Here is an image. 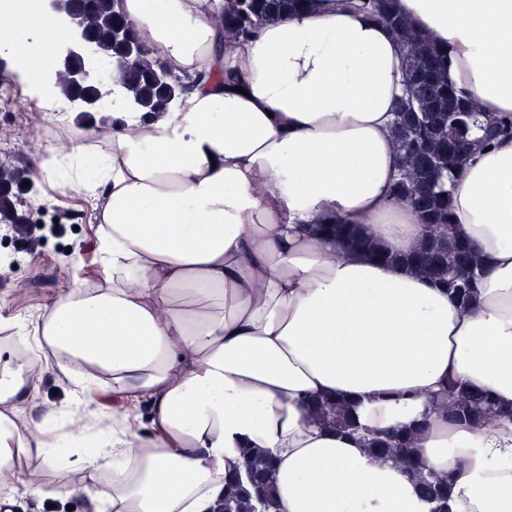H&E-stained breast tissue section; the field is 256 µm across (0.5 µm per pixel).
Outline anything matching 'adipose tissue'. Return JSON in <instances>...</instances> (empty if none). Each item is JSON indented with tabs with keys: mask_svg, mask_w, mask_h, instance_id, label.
<instances>
[{
	"mask_svg": "<svg viewBox=\"0 0 512 512\" xmlns=\"http://www.w3.org/2000/svg\"><path fill=\"white\" fill-rule=\"evenodd\" d=\"M223 0H123L148 47L193 89L147 116L117 89L112 148L72 178L96 201L103 276L78 279L0 346V475L92 512H207L250 445L274 458L277 512H429L416 482L361 435L314 422L343 396L370 430L417 421L413 452L450 475L448 512H512V418L428 415L449 381L512 408V138L481 148L452 195L484 273L467 308L400 257L426 229L391 189L404 49L356 0H312L229 42ZM446 48L450 78L512 113V0H397ZM59 25L37 0L0 30L48 72ZM355 224L377 255L317 228ZM59 371L66 451L24 407ZM112 414L86 416L92 390ZM146 409L138 417V409ZM40 470H32V461Z\"/></svg>",
	"mask_w": 512,
	"mask_h": 512,
	"instance_id": "1",
	"label": "adipose tissue"
}]
</instances>
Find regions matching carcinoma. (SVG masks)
I'll use <instances>...</instances> for the list:
<instances>
[{
	"label": "carcinoma",
	"mask_w": 512,
	"mask_h": 512,
	"mask_svg": "<svg viewBox=\"0 0 512 512\" xmlns=\"http://www.w3.org/2000/svg\"><path fill=\"white\" fill-rule=\"evenodd\" d=\"M121 0H60V7L77 16L81 36L103 55L116 61L112 84L124 88L140 112H163L190 90L188 82L153 58L149 50L130 51L138 37L134 23L123 13ZM396 0H361V6L386 23L405 49L406 94L391 126L400 177L393 198L408 206L426 224L428 234L420 249L401 259L411 273L445 288L459 303L471 301V288L480 258L475 247L454 227L451 191L460 170L482 143L472 139V130L484 129L485 142L501 135L512 136V119L482 110L472 96L459 91L448 78V55L415 30L412 22L395 6ZM305 0H233L224 5L221 20L225 34L245 39L261 23L294 11ZM57 84L69 103L100 100L102 83L91 78L82 55L64 62L56 72ZM24 179L0 171V223L19 224L22 193L16 187ZM326 234L345 240L354 249L386 260L373 242L359 233L356 224L321 227ZM449 405L438 406L448 418L482 426L498 416L512 417V410L498 409L488 393L469 386L448 385ZM311 412L338 433H354L360 426L351 407L337 397L313 402ZM423 427L408 431H381L366 439L372 458L393 461L418 484L431 512H445L450 479L427 468L412 456L414 437ZM275 464L262 448L240 449L239 465L228 475L224 498L213 512H272L275 508Z\"/></svg>",
	"instance_id": "carcinoma-1"
}]
</instances>
